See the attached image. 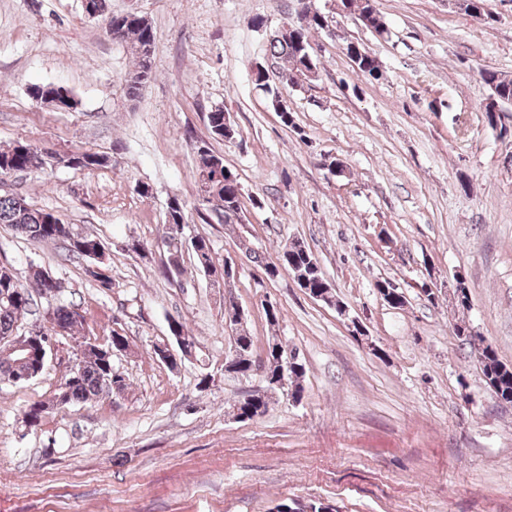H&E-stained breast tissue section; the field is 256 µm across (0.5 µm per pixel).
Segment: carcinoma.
<instances>
[{"label":"carcinoma","instance_id":"cac0c4a2","mask_svg":"<svg viewBox=\"0 0 512 512\" xmlns=\"http://www.w3.org/2000/svg\"><path fill=\"white\" fill-rule=\"evenodd\" d=\"M361 12L367 14L371 28L378 33L385 31V23L373 6L372 0H363ZM298 31L289 33L279 31L270 40L271 57L286 64L281 78L289 86L298 84L300 76L310 69L309 62L315 60L310 38L312 33L329 27L328 15L318 13L305 15L296 22ZM109 32L113 38L126 43L135 56L137 66L127 76L123 86L126 98L137 99L146 85L153 79V67L147 65L145 56L154 53V35L151 24L142 16L114 15L111 18ZM344 50L354 65L365 76L372 79L381 77V66L378 59L362 48L358 43L348 41ZM482 79L490 89V97L496 102L512 101V77L495 71L484 70ZM224 127V110L216 108L207 115V128L211 138L225 139V134L219 132ZM52 163L51 158L37 148L22 149L15 145L7 150L0 149V178L21 172L40 170ZM196 176H205L212 191L221 201V205L210 207L201 202L196 207V213L206 219L224 225V230L235 233L244 217L242 196L239 192L240 181L237 174L224 164V155L208 150L198 158ZM188 223L187 209L175 210L167 218L166 235L163 243L166 246L167 261L162 272L167 274L171 266H181L183 240L176 232ZM0 224L12 226L18 233L30 240L56 241L60 238L67 240L69 252L88 260L86 274L103 288L112 287L111 270L102 260L105 256L104 245L95 237L82 234H64L69 228L59 217L51 212L37 209L18 194H0ZM196 267L207 275L217 274L214 262L213 247L209 239L198 237L193 249ZM288 272L293 275L297 285L311 294L319 289L327 296H332L331 287L326 281L318 260L306 247L300 245L288 252ZM47 270L37 267L32 270V283L23 285L14 272L0 266V382L21 383L35 378L30 373V364L25 357V351L16 350L13 342L16 323L28 314L31 305V290H36L42 296L56 298L62 291L59 281L52 283L46 279ZM234 297H224V316L234 318L233 340L242 351L239 361V375L246 376L256 365L252 353V340L249 332L243 327V319L236 317ZM47 322L50 327H39V335L46 336L48 331L62 330L72 336L78 349L82 350L81 365L78 366V376L71 379L66 376L57 392L46 401L32 404L26 414L32 421L25 422L28 428H36L44 414L57 408H63L75 403H87L96 399L103 391L104 376L108 362L104 356L89 344V339L83 335L85 317L74 305L57 304L48 311ZM285 352L282 344L273 341L268 346L265 357L267 387L271 391L279 389L278 381L274 380L278 372V358ZM480 361L482 373L487 386L494 394L507 402L512 401V368L503 363L496 351L489 345L481 349ZM305 367L298 362L288 369V385L291 386L288 396L294 401L301 399ZM270 396L267 394H250L238 401L236 412L248 407H261L268 410Z\"/></svg>","mask_w":512,"mask_h":512}]
</instances>
